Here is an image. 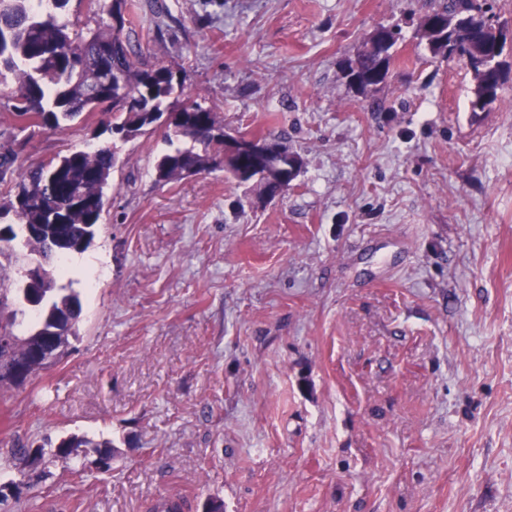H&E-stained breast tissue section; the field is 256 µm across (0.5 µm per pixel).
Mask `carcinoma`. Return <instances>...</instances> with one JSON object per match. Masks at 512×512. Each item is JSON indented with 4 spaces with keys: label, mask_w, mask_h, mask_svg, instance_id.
Wrapping results in <instances>:
<instances>
[{
    "label": "carcinoma",
    "mask_w": 512,
    "mask_h": 512,
    "mask_svg": "<svg viewBox=\"0 0 512 512\" xmlns=\"http://www.w3.org/2000/svg\"><path fill=\"white\" fill-rule=\"evenodd\" d=\"M68 0H0V85L7 88L8 116L25 130L64 131L85 112L101 114V133L141 136L158 129L165 113L178 112L165 125L168 141L184 142L161 154L155 163L157 180H180L192 170H207L223 162L224 121L212 108L169 99L181 88V70L152 63L133 48L125 35L136 8L133 0H88L92 13L108 17L87 33L75 32L56 10ZM487 0H443L421 18V27L435 55L466 62L470 57L491 64L501 56L503 28L495 27ZM14 139L0 133V187L9 199L0 206V257L11 258L17 241L40 276L0 273V318L17 321L30 311L34 321L11 351L7 370L24 363L33 377L48 368L35 355L40 338L51 336L62 348L77 335L82 305L79 292L58 288L56 267L61 254L53 241L69 239L65 253H82L94 242L105 205L116 152L108 145L73 149L62 156L26 168H16ZM98 449L99 469L112 470L111 441L74 435L61 441L51 457L66 459L71 448ZM14 456L28 467L29 481L41 475L31 469L32 457L44 461L42 448H17Z\"/></svg>",
    "instance_id": "1"
}]
</instances>
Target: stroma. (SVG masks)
<instances>
[{"instance_id": "1", "label": "stroma", "mask_w": 512, "mask_h": 512, "mask_svg": "<svg viewBox=\"0 0 512 512\" xmlns=\"http://www.w3.org/2000/svg\"><path fill=\"white\" fill-rule=\"evenodd\" d=\"M138 2L132 43L183 67L180 101L300 173L273 199L220 167L160 183L162 132L36 130L18 166L99 143L119 162L95 282L71 276L77 339L0 390V483L18 445L118 456L52 460L0 512H512V48L475 112L473 72L420 27L440 0ZM392 26L385 81L351 85ZM75 445V447H73ZM98 448L99 453L98 468L102 472L112 471V459L114 458L115 448L111 441H94L85 435L82 436H71L70 438L61 441L56 448L52 451L50 456L52 458L66 459L71 455V448H82V447Z\"/></svg>"}]
</instances>
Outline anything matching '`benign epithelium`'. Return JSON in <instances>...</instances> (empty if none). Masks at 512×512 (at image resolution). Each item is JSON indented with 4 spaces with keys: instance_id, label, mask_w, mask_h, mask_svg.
I'll use <instances>...</instances> for the list:
<instances>
[{
    "instance_id": "7a95c632",
    "label": "benign epithelium",
    "mask_w": 512,
    "mask_h": 512,
    "mask_svg": "<svg viewBox=\"0 0 512 512\" xmlns=\"http://www.w3.org/2000/svg\"><path fill=\"white\" fill-rule=\"evenodd\" d=\"M242 155H250L260 162L256 178L265 183L270 198L284 193L288 179L297 170L295 156L283 142L224 133V160Z\"/></svg>"
}]
</instances>
